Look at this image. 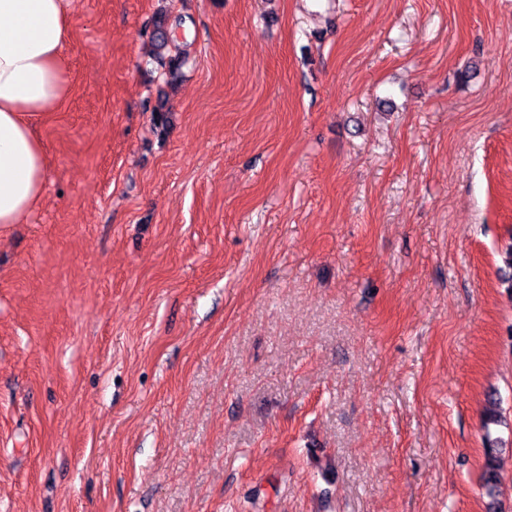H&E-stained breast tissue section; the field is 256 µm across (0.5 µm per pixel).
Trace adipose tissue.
Wrapping results in <instances>:
<instances>
[{
	"label": "adipose tissue",
	"instance_id": "adipose-tissue-1",
	"mask_svg": "<svg viewBox=\"0 0 512 512\" xmlns=\"http://www.w3.org/2000/svg\"><path fill=\"white\" fill-rule=\"evenodd\" d=\"M73 0H0V226L39 206L47 155L37 122L68 97L64 67Z\"/></svg>",
	"mask_w": 512,
	"mask_h": 512
}]
</instances>
